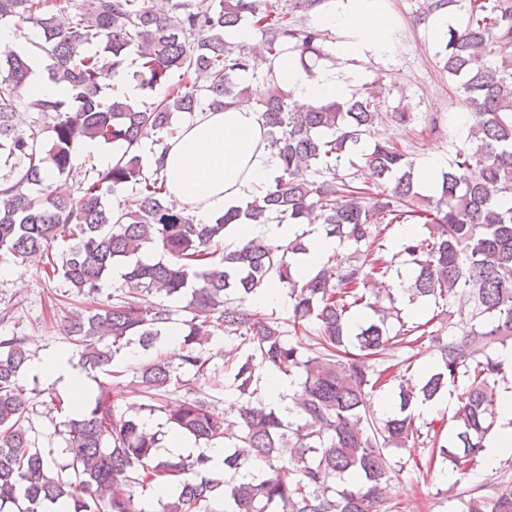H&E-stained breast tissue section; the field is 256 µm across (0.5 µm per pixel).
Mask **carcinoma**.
Masks as SVG:
<instances>
[{"label": "carcinoma", "instance_id": "obj_1", "mask_svg": "<svg viewBox=\"0 0 512 512\" xmlns=\"http://www.w3.org/2000/svg\"><path fill=\"white\" fill-rule=\"evenodd\" d=\"M1 24H32L40 36L28 53L0 51V162L7 168L0 262L41 264L45 279L66 287L63 298H93L112 271L123 270L112 301L65 320L67 341L88 373L119 378L112 361L133 344L155 349L166 335L171 307L141 305L138 296L186 302L191 318L183 321L178 362L158 352L135 371L150 399L179 386L178 369L196 381L210 377L202 345L215 333L237 347L224 382L235 417L197 391L174 406L146 405L164 413L169 433L197 445L224 441V473L204 454L161 455L158 433L119 408L120 381L100 386L69 417L66 463L56 472L24 425L29 401L18 377L31 360L25 338L0 337V512H144L138 488L155 490V512H378L395 472L390 449L418 441L431 454L416 469L441 462L462 478L469 473L496 425L492 406L505 366L492 352L512 347V0H473L465 26L444 34L443 69L473 123L436 186L415 181L413 162L396 144L364 146L379 117L374 89L297 112L272 78L258 106L279 173L246 207L213 224H197L166 203L161 170L177 117L219 112L249 93L238 77L252 70V53L227 33L251 27L274 58L290 44L311 75L326 57L321 33L289 21L282 0H172L169 15L149 0H0ZM32 54L52 60L47 78L65 84L67 96L20 98ZM105 69L166 92L132 101L100 83ZM175 72L193 83H172ZM21 104L34 114L27 131L15 122ZM85 138L118 142L124 153L103 168L80 163L75 147ZM353 154L378 191H364L355 173L340 171ZM127 190L132 197L112 206L110 198ZM415 219L426 234L400 243L412 265L406 292L460 303L455 313L439 312L450 318L472 306L462 335L442 345L437 363L416 380L406 377L410 359L389 364L383 350L442 336L429 320H400L373 288L396 259L384 231ZM244 221L319 224L325 237L358 249L299 279L293 260L308 249L307 231L285 244L256 237L228 249L226 228ZM56 243L64 246L59 260ZM272 282L288 296L286 320L256 306L260 287ZM292 335L312 337L314 348L303 351ZM264 374L299 375L296 417L286 420L267 403ZM458 385L448 424L431 421L421 432L416 406ZM387 391L393 409L377 418L371 401ZM250 470L260 476L235 479ZM464 496L463 512H512V483L491 497L480 487Z\"/></svg>", "mask_w": 512, "mask_h": 512}]
</instances>
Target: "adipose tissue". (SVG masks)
<instances>
[{
    "mask_svg": "<svg viewBox=\"0 0 512 512\" xmlns=\"http://www.w3.org/2000/svg\"><path fill=\"white\" fill-rule=\"evenodd\" d=\"M320 24L338 34L334 55L349 60L386 53L393 22L379 0H329ZM255 65L269 69L292 92L296 105L344 100L348 85L335 71L308 75L295 50H285L276 59L257 53ZM260 112L253 102L238 100L224 111H203L182 124L169 139L164 161L168 188L166 199L190 214L195 222L212 223L229 208L245 206L256 189L277 173L278 162L265 146ZM500 429L484 457L494 466L512 454V390H504L496 402Z\"/></svg>",
    "mask_w": 512,
    "mask_h": 512,
    "instance_id": "obj_1",
    "label": "adipose tissue"
}]
</instances>
